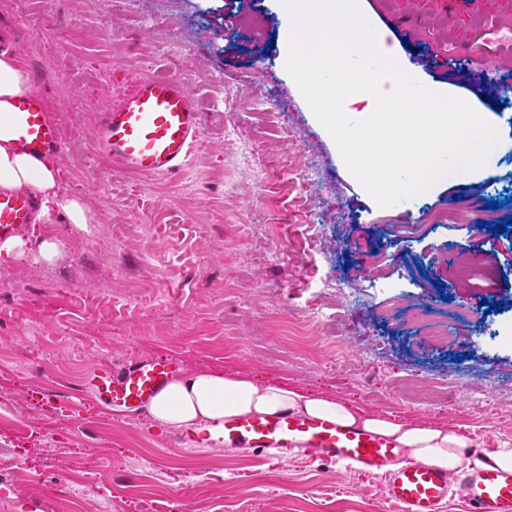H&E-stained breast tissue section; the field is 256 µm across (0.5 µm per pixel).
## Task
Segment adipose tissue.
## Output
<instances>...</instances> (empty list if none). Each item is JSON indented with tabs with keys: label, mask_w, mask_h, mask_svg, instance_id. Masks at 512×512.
<instances>
[{
	"label": "adipose tissue",
	"mask_w": 512,
	"mask_h": 512,
	"mask_svg": "<svg viewBox=\"0 0 512 512\" xmlns=\"http://www.w3.org/2000/svg\"><path fill=\"white\" fill-rule=\"evenodd\" d=\"M33 85L10 51L0 52V187L24 190L36 197L41 211L60 209L71 224L92 222L93 215L77 198L58 192V163L52 156L33 155L18 148L11 120L14 100L31 93ZM283 411L329 418L394 438L411 458L441 466H475L471 440L445 428L405 426L381 416L362 417L348 405L311 398L274 384H258L224 374L198 373L171 381L148 408L151 418L177 429H197L224 417L275 415Z\"/></svg>",
	"instance_id": "ef3b65f1"
}]
</instances>
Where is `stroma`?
<instances>
[{"label":"stroma","mask_w":512,"mask_h":512,"mask_svg":"<svg viewBox=\"0 0 512 512\" xmlns=\"http://www.w3.org/2000/svg\"><path fill=\"white\" fill-rule=\"evenodd\" d=\"M0 0V50L19 49L60 135L63 195L86 227L51 210L0 260V512H394L381 477L241 448L176 447L170 428L61 410L101 367L150 357L180 374L221 372L339 399L364 414L448 426L512 444V228L428 225L433 210L502 201L512 156L382 208L285 69L280 0ZM407 71L435 92L457 87L449 46L512 61L495 30L512 0H361ZM22 35L12 39L13 27ZM184 82L203 134L183 171L121 172L98 157L101 116L137 81ZM60 244L44 262L41 241ZM477 254L490 274L456 288L442 256ZM470 310L464 340L429 351L393 304Z\"/></svg>","instance_id":"1"}]
</instances>
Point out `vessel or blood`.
I'll list each match as a JSON object with an SVG mask.
<instances>
[{
	"label": "vessel or blood",
	"mask_w": 512,
	"mask_h": 512,
	"mask_svg": "<svg viewBox=\"0 0 512 512\" xmlns=\"http://www.w3.org/2000/svg\"><path fill=\"white\" fill-rule=\"evenodd\" d=\"M19 146L31 153H54L59 131L37 94L14 104ZM203 131V116L184 82L153 77L137 82L104 112L95 140L97 155L127 173L172 175L186 165ZM37 208L27 194L0 189V242L30 223ZM168 359L147 358L95 371L69 408L91 401L101 412L136 415L176 376ZM177 445L245 448L252 454L285 460L295 455L330 461L381 476L386 499L397 512H445L450 500L464 512H512V469L499 466L488 448L478 449L483 464L448 468L407 459L391 437L336 421L283 412L239 415L207 428L174 436Z\"/></svg>",
	"instance_id": "obj_1"
}]
</instances>
